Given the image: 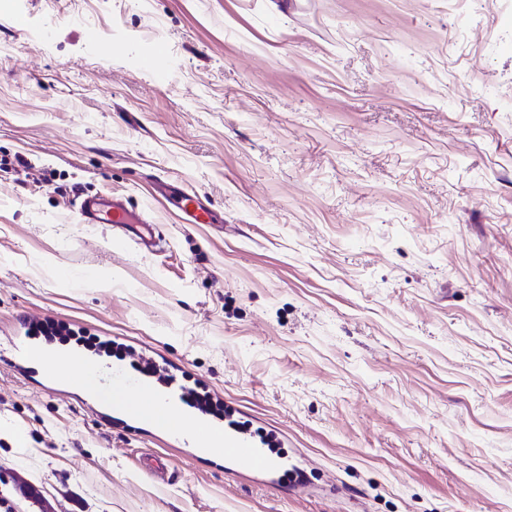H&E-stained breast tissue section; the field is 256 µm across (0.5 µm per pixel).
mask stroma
I'll use <instances>...</instances> for the list:
<instances>
[{
	"label": "stroma",
	"instance_id": "stroma-1",
	"mask_svg": "<svg viewBox=\"0 0 512 512\" xmlns=\"http://www.w3.org/2000/svg\"><path fill=\"white\" fill-rule=\"evenodd\" d=\"M78 188L165 251L78 223ZM23 316L164 355L280 429L306 489L105 422L7 350L0 512H512V0H13L0 340ZM163 189L164 195L189 219L191 224H216L218 223L215 213L206 207L194 194L181 192L175 193L168 186Z\"/></svg>",
	"mask_w": 512,
	"mask_h": 512
}]
</instances>
